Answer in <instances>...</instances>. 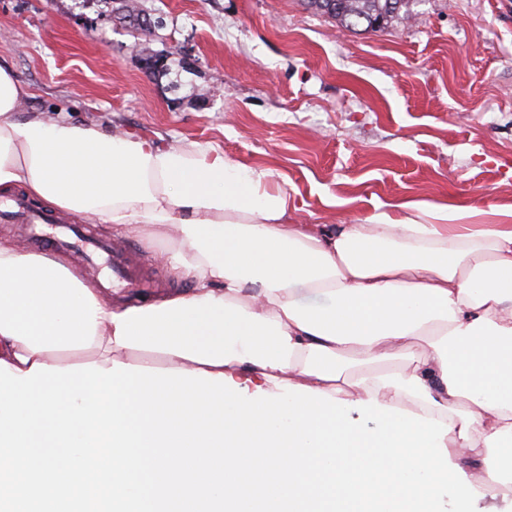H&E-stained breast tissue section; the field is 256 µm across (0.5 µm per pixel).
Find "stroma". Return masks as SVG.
Wrapping results in <instances>:
<instances>
[{"mask_svg":"<svg viewBox=\"0 0 512 512\" xmlns=\"http://www.w3.org/2000/svg\"><path fill=\"white\" fill-rule=\"evenodd\" d=\"M0 0V65L23 111L271 169L298 224H362L382 203L445 202L512 222V0H418L352 32L305 0ZM154 234V297L187 292Z\"/></svg>","mask_w":512,"mask_h":512,"instance_id":"stroma-1","label":"stroma"}]
</instances>
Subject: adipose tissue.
<instances>
[{"label":"adipose tissue","mask_w":512,"mask_h":512,"mask_svg":"<svg viewBox=\"0 0 512 512\" xmlns=\"http://www.w3.org/2000/svg\"><path fill=\"white\" fill-rule=\"evenodd\" d=\"M0 66V191L117 232L176 227L167 260L189 293L149 304L105 300L44 255L0 242V360L12 372L91 354L109 369L134 351L170 369L232 377L249 390L290 383L342 397L349 362L404 354L408 368L360 380L357 400L450 425L452 463L487 499H512V226L458 223V208L386 203L366 224L290 223L270 169L191 143L146 138L37 114ZM500 452L481 466L475 446Z\"/></svg>","instance_id":"obj_1"}]
</instances>
